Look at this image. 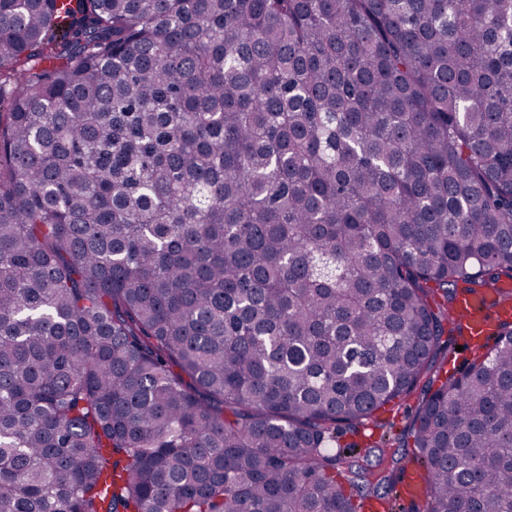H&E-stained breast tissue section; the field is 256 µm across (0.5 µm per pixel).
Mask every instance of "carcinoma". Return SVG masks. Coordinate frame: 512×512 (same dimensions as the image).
<instances>
[{"mask_svg": "<svg viewBox=\"0 0 512 512\" xmlns=\"http://www.w3.org/2000/svg\"><path fill=\"white\" fill-rule=\"evenodd\" d=\"M503 278L512 0H0V512H512ZM511 291L512 282L502 280L492 288L465 294L455 304L452 325L471 342L487 340L498 321L512 320V301L504 298ZM403 409L399 410L398 413L393 417L392 413H385L382 415L383 418H389L390 421H394L395 422V426L392 428V429H374L373 430V435L371 436V438H368V437H363V436H358V435H350V434H347L343 439L342 441L345 442H352V441H355L359 444V447L358 448H361V449H365V446L367 444L369 445H375V444H370L372 441H377V442H380L381 441V437L384 435V440L383 441H388V439H390L391 441L394 439V438H397V437H402L403 435H406L407 434V431H408V423H409V419L405 417V414L403 413Z\"/></svg>", "mask_w": 512, "mask_h": 512, "instance_id": "1", "label": "carcinoma"}]
</instances>
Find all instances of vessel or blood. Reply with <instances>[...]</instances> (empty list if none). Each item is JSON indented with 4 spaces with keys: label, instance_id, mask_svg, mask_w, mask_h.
<instances>
[{
    "label": "vessel or blood",
    "instance_id": "b4317fda",
    "mask_svg": "<svg viewBox=\"0 0 512 512\" xmlns=\"http://www.w3.org/2000/svg\"><path fill=\"white\" fill-rule=\"evenodd\" d=\"M452 324L470 341L482 342L492 336L497 322L512 320V282L465 294L454 307Z\"/></svg>",
    "mask_w": 512,
    "mask_h": 512
}]
</instances>
